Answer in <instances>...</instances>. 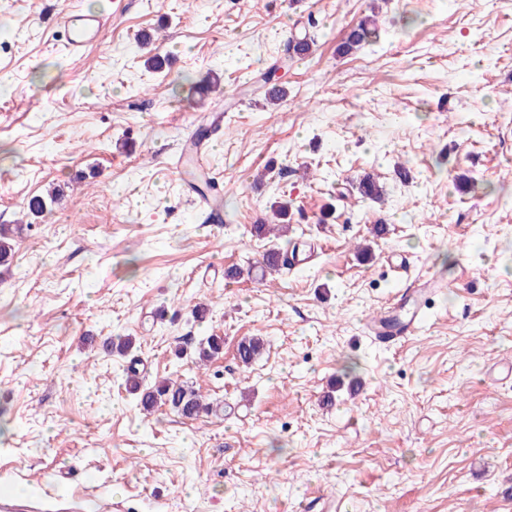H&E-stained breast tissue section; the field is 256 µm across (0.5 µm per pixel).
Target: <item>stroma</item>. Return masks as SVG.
<instances>
[{"label": "stroma", "mask_w": 512, "mask_h": 512, "mask_svg": "<svg viewBox=\"0 0 512 512\" xmlns=\"http://www.w3.org/2000/svg\"><path fill=\"white\" fill-rule=\"evenodd\" d=\"M74 6L112 16L78 57L54 44ZM367 17L378 43L339 53ZM0 25V495L42 512H296L317 493L311 512H512V381L493 379L512 362V0H0ZM306 31L309 54L286 60ZM277 61L271 102L258 82ZM211 112L219 223L170 163ZM276 201L316 253L266 275L255 227ZM427 274L448 287L424 332L373 344L365 318ZM213 334L223 354L195 365ZM118 336L130 355L105 350ZM132 367L213 411L143 415Z\"/></svg>", "instance_id": "stroma-1"}]
</instances>
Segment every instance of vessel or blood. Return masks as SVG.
<instances>
[{
    "instance_id": "b4317fda",
    "label": "vessel or blood",
    "mask_w": 512,
    "mask_h": 512,
    "mask_svg": "<svg viewBox=\"0 0 512 512\" xmlns=\"http://www.w3.org/2000/svg\"><path fill=\"white\" fill-rule=\"evenodd\" d=\"M109 16L72 10L63 24L60 46L72 55L82 54L110 26ZM445 283L436 277H416L410 287L397 290L385 312L367 322L366 328L376 343L394 347L401 340L416 335L422 329L432 296L442 292Z\"/></svg>"
}]
</instances>
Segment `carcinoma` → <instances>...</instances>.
<instances>
[{
    "label": "carcinoma",
    "mask_w": 512,
    "mask_h": 512,
    "mask_svg": "<svg viewBox=\"0 0 512 512\" xmlns=\"http://www.w3.org/2000/svg\"><path fill=\"white\" fill-rule=\"evenodd\" d=\"M379 40V32L363 20L351 27L341 44L344 53H351L371 45ZM311 39L305 35L294 36L288 40V58L300 57L310 49ZM360 194L371 200H379L383 196L382 187L374 180L363 177L358 182ZM14 257V247L8 237V228L0 227V266H7ZM263 348V341L258 337L242 339L237 346V358L244 367L255 361ZM224 350V337L211 335L199 343L196 356L198 362L206 363L218 357ZM126 386L134 396L136 406L150 414L155 408L165 406L172 412L188 419H194L209 411V404L193 387L171 378H166L151 387L141 385L136 375L127 373Z\"/></svg>",
    "instance_id": "1"
}]
</instances>
